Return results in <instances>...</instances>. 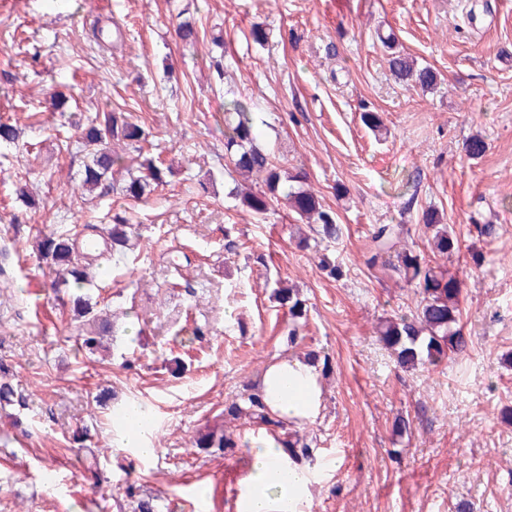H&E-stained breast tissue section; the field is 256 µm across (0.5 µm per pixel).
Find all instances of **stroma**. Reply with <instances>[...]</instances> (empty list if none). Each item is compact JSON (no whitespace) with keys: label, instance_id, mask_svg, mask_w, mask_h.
I'll return each mask as SVG.
<instances>
[{"label":"stroma","instance_id":"35a3bbf8","mask_svg":"<svg viewBox=\"0 0 512 512\" xmlns=\"http://www.w3.org/2000/svg\"><path fill=\"white\" fill-rule=\"evenodd\" d=\"M185 21L199 32L190 46L176 35ZM256 25L267 43L252 40ZM395 50L440 84L399 82ZM55 92L67 112L53 111ZM232 98L248 104L258 144L335 210L340 278L299 247L285 202L259 220L231 197ZM109 111L137 118L144 152L173 168L149 198L123 195L122 170L108 190L81 187L76 124ZM0 118L20 131L0 144V375L15 389L0 404V512H131L128 480L157 512H237L226 486L249 472L258 426L224 405L274 357L312 352L333 369L320 417L296 429L317 476L305 512H512V0H0ZM473 137L486 144L477 158ZM429 209L461 241L451 269L470 343L402 369L377 326L416 296L366 255L378 224L406 225V245L426 250ZM116 212L137 245L84 288L113 325L109 353L87 357L90 326L59 303L35 244ZM482 224L497 225L496 241ZM278 280L306 301L294 339ZM134 400L153 411L149 459L115 443V415ZM226 431L236 447L194 445ZM93 456L97 486L84 474Z\"/></svg>","mask_w":512,"mask_h":512}]
</instances>
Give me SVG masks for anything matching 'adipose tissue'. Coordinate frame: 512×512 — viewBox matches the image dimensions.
<instances>
[{
  "label": "adipose tissue",
  "instance_id": "adipose-tissue-1",
  "mask_svg": "<svg viewBox=\"0 0 512 512\" xmlns=\"http://www.w3.org/2000/svg\"><path fill=\"white\" fill-rule=\"evenodd\" d=\"M258 391L271 415L289 424L314 421L322 409L315 368L299 358L273 359ZM252 466L238 512H303L310 477L288 457L279 437L259 432L252 439Z\"/></svg>",
  "mask_w": 512,
  "mask_h": 512
}]
</instances>
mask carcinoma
Masks as SVG:
<instances>
[{
  "label": "carcinoma",
  "instance_id": "cac0c4a2",
  "mask_svg": "<svg viewBox=\"0 0 512 512\" xmlns=\"http://www.w3.org/2000/svg\"><path fill=\"white\" fill-rule=\"evenodd\" d=\"M398 79L413 87L429 89L437 84L434 68L416 66L409 56L398 53L390 60ZM80 134L88 145L95 146L84 164L82 187L88 191L100 188L121 161L116 151L102 146L105 140L141 151L145 131L125 112H106L80 126ZM224 152L228 171L245 179L255 177L263 187L254 190L235 185L230 194L254 217L261 219L270 210L274 200L286 196L298 219L313 225L314 247L336 242L342 236L336 212L313 191L301 186H288L290 176L276 155L256 142L255 130L247 103L232 99L224 102ZM172 168L153 156H145L139 163L138 174L130 175L122 187L128 197L141 199L156 188L168 183ZM424 233L432 252L448 256L460 254V242L453 226L442 223L435 210L422 214ZM406 232L402 224H380L372 234V247L366 264L381 266L413 286L418 296L415 310L389 318L379 328L380 341L395 356L402 368L435 365L448 354L467 350L469 340L459 325L462 283L454 275L431 264L421 253L412 250L395 252V240ZM135 234L134 225L120 213L112 216L105 227L86 225L81 241L70 234L45 235L37 243V258L55 273L51 287L63 304L73 308L77 319L94 313L93 306L83 296L72 292L92 281L94 273L106 275L112 264L119 263ZM274 298L288 309V335L296 337L303 324L305 301L298 290L277 281ZM224 414L237 419L246 416L255 423L281 427V422L269 416L257 392L249 393L225 405Z\"/></svg>",
  "mask_w": 512,
  "mask_h": 512
}]
</instances>
